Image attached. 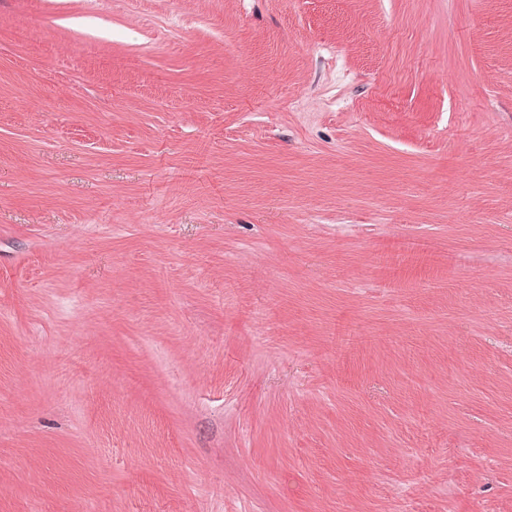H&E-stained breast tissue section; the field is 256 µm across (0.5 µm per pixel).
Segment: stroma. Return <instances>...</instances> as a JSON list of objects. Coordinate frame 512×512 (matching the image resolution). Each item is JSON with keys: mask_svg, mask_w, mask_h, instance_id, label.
<instances>
[{"mask_svg": "<svg viewBox=\"0 0 512 512\" xmlns=\"http://www.w3.org/2000/svg\"><path fill=\"white\" fill-rule=\"evenodd\" d=\"M0 512H512V0H0Z\"/></svg>", "mask_w": 512, "mask_h": 512, "instance_id": "1", "label": "stroma"}]
</instances>
